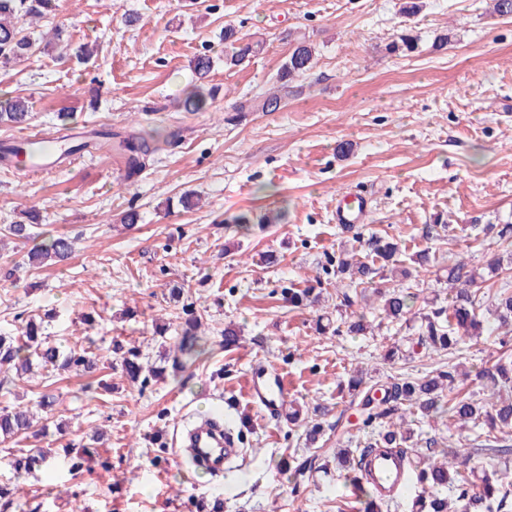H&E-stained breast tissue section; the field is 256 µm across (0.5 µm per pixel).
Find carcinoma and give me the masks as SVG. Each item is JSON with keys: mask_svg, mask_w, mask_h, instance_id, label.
I'll list each match as a JSON object with an SVG mask.
<instances>
[{"mask_svg": "<svg viewBox=\"0 0 512 512\" xmlns=\"http://www.w3.org/2000/svg\"><path fill=\"white\" fill-rule=\"evenodd\" d=\"M56 9V0H0V65H7L18 59L30 56L43 48L48 50L62 40V29L54 27L41 36L43 47L23 33L21 22H37ZM224 43L231 47L225 54L224 65L233 67L245 62L253 52L254 46L241 42L237 31L232 27L224 28ZM314 51L307 42L298 43L282 64L278 72L279 81H291L304 75L313 64ZM193 69L197 79H206L214 69V61L207 53L195 56ZM213 99L212 90L201 85L188 91L183 107L188 112H198L207 108ZM277 97L264 100L236 102L232 105L235 112L246 110H274ZM30 119L25 101L12 96L7 90H0V123L21 126ZM97 142L124 153L129 169L136 171L143 166L144 160L159 149L160 144L169 142L173 134L162 135L158 132L145 137H132L116 140L112 131L106 128L94 132ZM364 247L373 256L370 263L356 258L352 251H342L336 256V269L333 276L336 282L359 290L363 300L374 296L381 300L385 316L400 321L411 311L412 303L418 295L405 289L399 283L391 291H383L377 281L395 277L399 272L400 246L389 235L372 233L364 241ZM72 243L66 236H57L44 244L34 245L28 252V261L32 265L42 266L57 263L69 258ZM487 279L478 268L464 260H458L448 266V306L433 308L422 314L425 322L420 344L430 354L448 353V369L431 370L420 377L392 376L383 384L367 383L361 377L352 375L344 384L351 402L357 403L360 414L367 425L376 424L382 431L371 448H403L407 453L416 451L413 443L414 431L408 427L406 412L418 413L423 418H434L442 407H447L449 420L461 424L466 435L461 441L470 443L473 454L499 463L512 460V355L501 352L496 361L483 367L478 377L488 398L479 401L472 397L453 393V382L457 364L454 360L462 355V345L483 335V299ZM285 300L291 307H302L315 303L322 294V281L317 278L304 286H290L285 289ZM492 316L498 328L512 329V284L503 280L492 294ZM201 318L188 317L181 331L178 343L173 349L172 366L178 371L195 362L205 353L201 337L197 330ZM124 376L134 384L145 385L151 380L164 377L165 367L146 366L142 354L136 348H130L119 357ZM103 357L91 348L80 351L64 352L42 338V325L36 319H29L16 336L0 335V368L15 370L22 379L33 368L47 372L74 371L90 374L100 369ZM33 428L30 412L25 407H17L10 412L0 414V436L11 437ZM470 457L461 461L429 462L420 471V482L433 488L446 487L454 493L458 512H486L495 493L499 490L498 471L483 474L479 481L472 480L475 471H465ZM416 512H448V500L436 495L430 499L419 496L416 499Z\"/></svg>", "mask_w": 512, "mask_h": 512, "instance_id": "carcinoma-1", "label": "carcinoma"}]
</instances>
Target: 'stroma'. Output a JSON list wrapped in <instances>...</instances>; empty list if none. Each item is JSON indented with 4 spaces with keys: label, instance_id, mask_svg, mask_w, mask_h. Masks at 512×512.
Segmentation results:
<instances>
[{
    "label": "stroma",
    "instance_id": "obj_1",
    "mask_svg": "<svg viewBox=\"0 0 512 512\" xmlns=\"http://www.w3.org/2000/svg\"><path fill=\"white\" fill-rule=\"evenodd\" d=\"M57 0L39 31L59 26L65 41L88 44L89 63L37 53L7 68L0 86L25 100L30 130L57 131L71 115L75 131L103 126L122 135L176 133L174 145L129 174L124 161L101 155L62 162L33 177L0 165V228L39 214L37 242L64 235L75 251L66 262L31 268L28 245H0V333L43 318L42 332L65 349L112 341L138 347L159 364L180 334L183 306L201 317L207 353L186 369L146 387L130 383L119 364L98 377L37 370L20 379L0 371V410L59 400L46 436L0 439V512H359L360 502L338 465L340 448L364 450L378 432L356 405L337 399L356 369L372 380L402 374L384 360L394 345L409 348L417 328L373 310V334H337L336 287L318 305L289 309L282 286L323 275L330 257L353 235L336 222L339 195L365 192L368 221L357 232L400 239L407 286L434 306L448 302V266H483L485 252L512 255V245L484 235L487 224H512V17L491 15L490 0ZM254 44L244 65H224V27ZM405 32L412 53L387 46ZM447 45H439L440 37ZM315 49L312 68L294 79L275 111L238 113L236 100L279 85L278 70L298 42ZM214 60L216 94L200 112L182 100L197 82L191 61ZM349 153H341L343 143ZM197 206L179 203L184 192ZM139 224H120L128 209ZM248 213L251 221L235 223ZM448 224L427 241L428 225ZM356 232V233H357ZM432 248L430 269L415 255ZM271 264H262L264 255ZM184 285L179 299L169 290ZM89 313L93 323L81 315ZM324 332H315L316 321ZM485 341L466 351L462 394L481 390L477 373L512 348L486 317ZM240 332L225 347L224 330ZM288 378V401L303 414L270 417L245 395L254 368ZM112 384L103 392L98 379ZM328 407L318 445L306 440L305 419ZM223 410L246 418V452L238 469L212 478L178 463L175 428ZM47 453L29 472L13 460ZM315 457L298 474L292 458Z\"/></svg>",
    "mask_w": 512,
    "mask_h": 512
}]
</instances>
